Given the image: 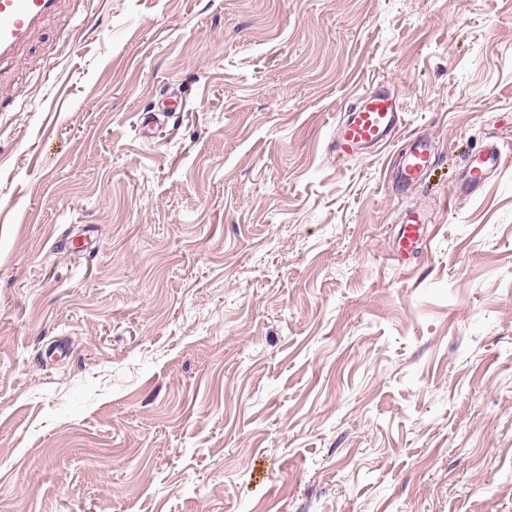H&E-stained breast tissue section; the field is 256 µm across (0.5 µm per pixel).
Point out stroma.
<instances>
[{"label": "stroma", "instance_id": "35a3bbf8", "mask_svg": "<svg viewBox=\"0 0 512 512\" xmlns=\"http://www.w3.org/2000/svg\"><path fill=\"white\" fill-rule=\"evenodd\" d=\"M70 12L0 76V512H512V0ZM382 87L410 190L336 158ZM432 162L430 151L422 141L415 140L402 153L398 162V178L406 186L419 182ZM507 158L504 142L492 140L468 160L464 171L466 181L473 188H481L488 177L503 166ZM412 223L402 224L397 237V246L393 260L403 264L420 253L427 242L428 235L418 216L410 217Z\"/></svg>", "mask_w": 512, "mask_h": 512}]
</instances>
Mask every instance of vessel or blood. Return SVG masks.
<instances>
[{"mask_svg":"<svg viewBox=\"0 0 512 512\" xmlns=\"http://www.w3.org/2000/svg\"><path fill=\"white\" fill-rule=\"evenodd\" d=\"M65 0H0V69L19 68L26 61V52L45 27L59 16ZM403 130L400 99L384 89L366 94L346 114L336 136V150L352 157L359 152L386 146L399 140ZM507 159L503 143L494 140L472 156L464 171L468 184L481 188L491 174ZM432 157L426 144L413 141L398 162V178L404 185L419 182L427 172ZM427 235L419 217L403 224L393 259L405 263L420 253Z\"/></svg>","mask_w":512,"mask_h":512,"instance_id":"1","label":"vessel or blood"}]
</instances>
